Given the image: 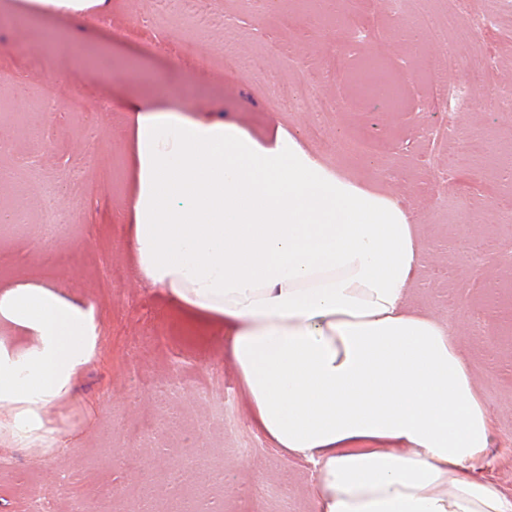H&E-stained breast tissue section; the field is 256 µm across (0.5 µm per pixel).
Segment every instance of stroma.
Listing matches in <instances>:
<instances>
[{"label": "stroma", "instance_id": "stroma-1", "mask_svg": "<svg viewBox=\"0 0 512 512\" xmlns=\"http://www.w3.org/2000/svg\"><path fill=\"white\" fill-rule=\"evenodd\" d=\"M210 6L224 25L162 12L157 0H110L99 18L69 22L0 12V141L13 144L0 152V170L26 153L58 186L48 201L0 184V208L36 212L49 203L72 218L55 241L0 235V286L54 282L94 306L99 330L93 362L59 408L71 432L58 451L40 458L0 445V512H28L37 500L57 512H138L148 487L155 512L180 502L204 512H316L312 464L283 457L254 427L223 331L191 334L165 291L129 272L123 213L133 179L121 126L143 101L257 136L283 126L349 179L398 200L424 245L408 304L447 323L466 349L491 421L482 473L512 495V181L500 175L512 167V113L489 107L496 89L512 87V0H430L439 17L451 8L494 18L472 38L474 54L492 65L486 81L467 83L462 64L447 71L448 85L470 95L457 111L425 67L442 55L441 44L424 38L410 45L398 35L419 0H402L397 15L387 0H358L368 33L360 42L348 38L345 19L325 12L323 0H280L265 14L253 0ZM188 42L195 53H184ZM229 48L254 59L248 74H225L221 57ZM60 52L75 68L57 97L80 94L84 112L38 110L48 62ZM369 59L398 73L401 111H387L378 99L338 97L341 73ZM314 67L318 92L339 99L330 117L342 135L337 148L318 146L310 114L288 111L273 97L281 82L312 80ZM37 122L53 129L51 146L34 132ZM433 125L465 131L456 154L447 142L423 138ZM364 139L378 145L376 154L353 149ZM79 160L88 163L83 183L71 178ZM32 249L42 262L29 264ZM170 379L181 387L172 403L179 423L160 434L159 446H140L130 432H157L152 385Z\"/></svg>", "mask_w": 512, "mask_h": 512}]
</instances>
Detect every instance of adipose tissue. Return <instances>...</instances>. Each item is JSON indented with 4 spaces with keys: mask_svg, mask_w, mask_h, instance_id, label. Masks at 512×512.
<instances>
[{
    "mask_svg": "<svg viewBox=\"0 0 512 512\" xmlns=\"http://www.w3.org/2000/svg\"><path fill=\"white\" fill-rule=\"evenodd\" d=\"M108 3L12 0L58 20ZM126 125L133 273L190 331L229 336L253 423L315 465L316 512H512L477 475L490 421L470 360L408 307L424 247L397 200L280 126L259 138L149 102ZM97 340L93 306L57 284L0 289V443L51 455Z\"/></svg>",
    "mask_w": 512,
    "mask_h": 512,
    "instance_id": "1",
    "label": "adipose tissue"
}]
</instances>
